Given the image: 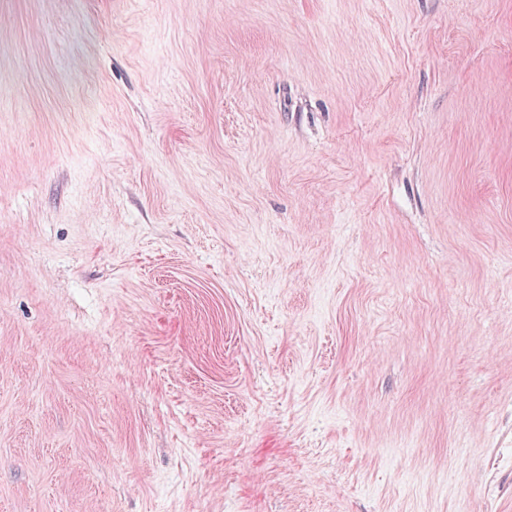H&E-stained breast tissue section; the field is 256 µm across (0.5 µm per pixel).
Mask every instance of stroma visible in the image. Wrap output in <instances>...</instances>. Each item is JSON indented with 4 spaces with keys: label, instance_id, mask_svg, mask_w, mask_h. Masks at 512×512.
Segmentation results:
<instances>
[{
    "label": "stroma",
    "instance_id": "obj_1",
    "mask_svg": "<svg viewBox=\"0 0 512 512\" xmlns=\"http://www.w3.org/2000/svg\"><path fill=\"white\" fill-rule=\"evenodd\" d=\"M0 512H512V0H0Z\"/></svg>",
    "mask_w": 512,
    "mask_h": 512
}]
</instances>
